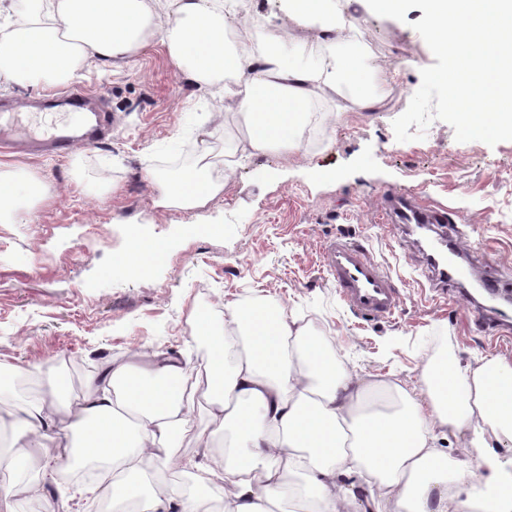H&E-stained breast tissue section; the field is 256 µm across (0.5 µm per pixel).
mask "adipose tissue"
Listing matches in <instances>:
<instances>
[{
    "label": "adipose tissue",
    "mask_w": 512,
    "mask_h": 512,
    "mask_svg": "<svg viewBox=\"0 0 512 512\" xmlns=\"http://www.w3.org/2000/svg\"><path fill=\"white\" fill-rule=\"evenodd\" d=\"M330 0H283L286 18L306 25L322 19L325 50L303 64L276 46L254 51L231 46L236 0H168L161 43L174 65L197 84L222 86L224 101L244 118L247 149L298 148L311 106L322 93L349 95L363 110L371 73L353 53L337 54L351 26L346 7ZM153 35L145 0H27L20 19L0 32V76L21 87L53 88L73 81L89 59L131 60ZM201 147L181 174L149 172L156 206L195 210L224 193V178ZM34 174L0 164V224L16 221L29 201L44 199ZM196 334L209 348L204 370L212 424L230 440L223 458L200 467L196 490L159 475L194 408L197 381L178 357L146 370L109 365L105 382H90L66 409L54 397L20 401L14 442H32L48 429L82 445L85 462L101 479L79 483L70 499L109 494L114 512H210V495L224 512H347L357 475L376 512H512V457L483 437L512 443V363L483 358L457 365L435 354L421 397L352 375L308 324L278 305L226 306L223 328L195 313ZM466 433L469 451L490 472H474L436 450L438 435ZM147 484L138 494L131 475Z\"/></svg>",
    "instance_id": "ef3b65f1"
}]
</instances>
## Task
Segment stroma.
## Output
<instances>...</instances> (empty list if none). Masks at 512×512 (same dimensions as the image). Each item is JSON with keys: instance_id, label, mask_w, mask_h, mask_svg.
<instances>
[{"instance_id": "stroma-1", "label": "stroma", "mask_w": 512, "mask_h": 512, "mask_svg": "<svg viewBox=\"0 0 512 512\" xmlns=\"http://www.w3.org/2000/svg\"><path fill=\"white\" fill-rule=\"evenodd\" d=\"M275 0H247L234 30L241 42L257 37L286 47L319 42L318 26L283 24ZM362 15L353 50L371 68L383 98L378 111L315 108L313 133L298 150L274 149L231 164L223 196L205 209H161L146 179L150 169L177 163L201 142L223 146L244 137V122L223 99L196 84L152 38L129 62L91 61L73 82L99 97L110 112L112 137L64 158L0 153V162L33 170L50 195L14 224H0V361L41 366L0 400L58 393L78 397L99 358L147 364L178 354L199 369L207 345L194 338L193 312L224 321V305L274 303L309 323L360 379L420 392L429 356L447 347L467 366L489 355L512 360V337L494 339L459 286L432 292L426 260L400 224L382 223L376 209L393 192L418 193L452 208L460 232L483 254L503 283L512 285V141L490 146L457 142L436 120L424 139L396 141L392 123L435 59L412 24ZM44 91L0 78V105L30 106L35 125L60 124L63 109L40 106ZM83 163V180L72 174ZM149 241L155 254L134 274L116 268L131 238ZM334 239L364 243L394 273L404 300L389 320L351 312L322 271V249ZM65 381L56 391L57 381ZM198 401L176 448L169 479L192 486L185 458L208 464L224 454V433Z\"/></svg>"}]
</instances>
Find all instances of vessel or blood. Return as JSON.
Returning <instances> with one entry per match:
<instances>
[{"label":"vessel or blood","instance_id":"vessel-or-blood-1","mask_svg":"<svg viewBox=\"0 0 512 512\" xmlns=\"http://www.w3.org/2000/svg\"><path fill=\"white\" fill-rule=\"evenodd\" d=\"M71 108L67 124L33 131L24 112L0 113V142L28 143L52 154H69L106 139L111 131L108 113L88 117L87 96L74 90L66 94ZM382 222L392 224H450L454 217L447 208L434 205L422 196H392L379 208ZM456 247L432 246L427 253L434 291H446L449 284L471 276L469 266L457 263ZM323 263L331 285L341 302L351 311L375 319H390L399 311L402 295L393 275L378 262L370 250L343 239L331 241L323 249Z\"/></svg>","mask_w":512,"mask_h":512}]
</instances>
